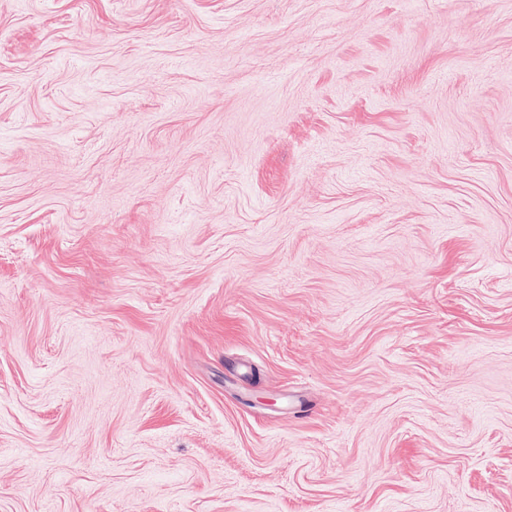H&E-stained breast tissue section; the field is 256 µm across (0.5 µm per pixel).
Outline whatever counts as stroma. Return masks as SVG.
Masks as SVG:
<instances>
[{
	"instance_id": "35a3bbf8",
	"label": "stroma",
	"mask_w": 512,
	"mask_h": 512,
	"mask_svg": "<svg viewBox=\"0 0 512 512\" xmlns=\"http://www.w3.org/2000/svg\"><path fill=\"white\" fill-rule=\"evenodd\" d=\"M0 512H512V0H0Z\"/></svg>"
}]
</instances>
